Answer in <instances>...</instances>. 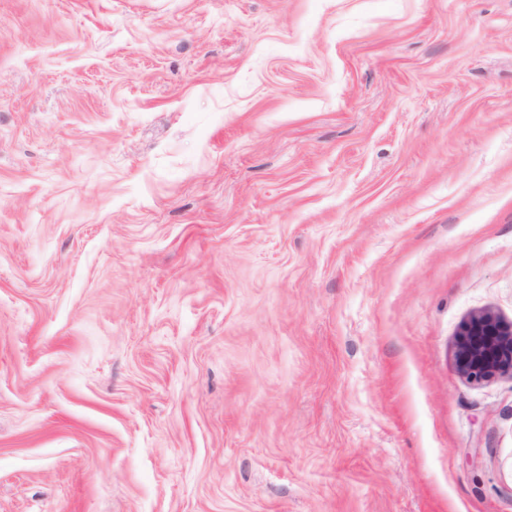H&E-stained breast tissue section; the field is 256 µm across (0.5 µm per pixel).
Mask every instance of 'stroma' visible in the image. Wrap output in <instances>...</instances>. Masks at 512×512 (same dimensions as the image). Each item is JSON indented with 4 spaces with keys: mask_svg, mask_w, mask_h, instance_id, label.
I'll use <instances>...</instances> for the list:
<instances>
[{
    "mask_svg": "<svg viewBox=\"0 0 512 512\" xmlns=\"http://www.w3.org/2000/svg\"><path fill=\"white\" fill-rule=\"evenodd\" d=\"M512 0H0V512H512ZM461 336L458 367L468 380L481 382L512 375V324L487 312L472 318Z\"/></svg>",
    "mask_w": 512,
    "mask_h": 512,
    "instance_id": "stroma-1",
    "label": "stroma"
}]
</instances>
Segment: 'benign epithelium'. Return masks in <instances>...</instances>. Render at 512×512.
Segmentation results:
<instances>
[{"label": "benign epithelium", "mask_w": 512, "mask_h": 512, "mask_svg": "<svg viewBox=\"0 0 512 512\" xmlns=\"http://www.w3.org/2000/svg\"><path fill=\"white\" fill-rule=\"evenodd\" d=\"M458 367L472 382L512 375V324L488 312L472 318L459 342Z\"/></svg>", "instance_id": "7a95c632"}]
</instances>
